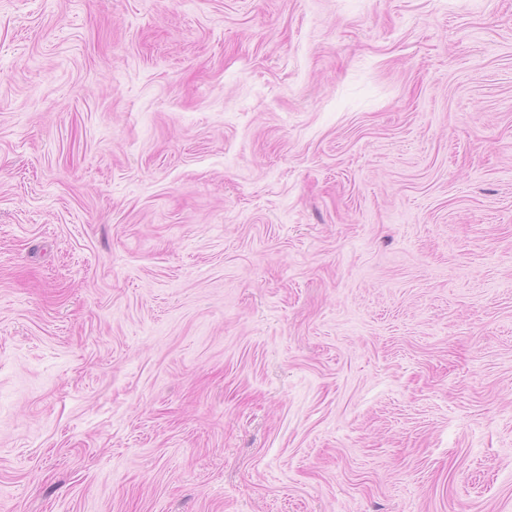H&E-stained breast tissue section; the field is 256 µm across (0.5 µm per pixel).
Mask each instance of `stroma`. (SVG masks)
Listing matches in <instances>:
<instances>
[{"mask_svg": "<svg viewBox=\"0 0 512 512\" xmlns=\"http://www.w3.org/2000/svg\"><path fill=\"white\" fill-rule=\"evenodd\" d=\"M0 512H512V0H0Z\"/></svg>", "mask_w": 512, "mask_h": 512, "instance_id": "stroma-1", "label": "stroma"}]
</instances>
